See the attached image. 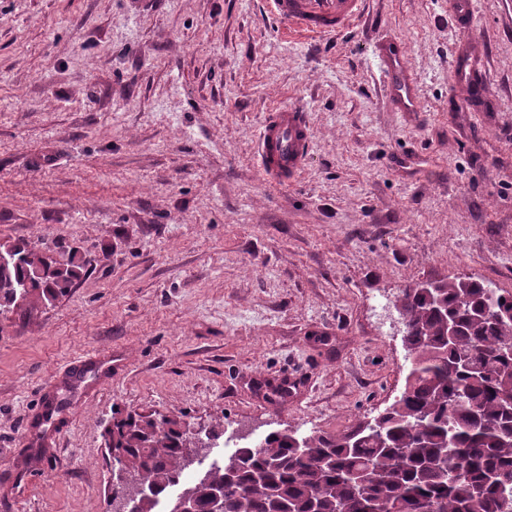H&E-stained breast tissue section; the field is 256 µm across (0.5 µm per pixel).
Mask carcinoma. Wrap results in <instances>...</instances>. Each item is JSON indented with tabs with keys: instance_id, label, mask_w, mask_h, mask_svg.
Instances as JSON below:
<instances>
[{
	"instance_id": "1",
	"label": "carcinoma",
	"mask_w": 512,
	"mask_h": 512,
	"mask_svg": "<svg viewBox=\"0 0 512 512\" xmlns=\"http://www.w3.org/2000/svg\"><path fill=\"white\" fill-rule=\"evenodd\" d=\"M0 267V312L19 299L50 304L84 274L22 242ZM512 293L472 278L402 291L409 367L394 401L338 434L279 431L190 481L192 437L175 418L128 412L104 432L110 459L146 494L135 512H161L164 492H196V512H512Z\"/></svg>"
}]
</instances>
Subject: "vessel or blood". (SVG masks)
<instances>
[{
    "mask_svg": "<svg viewBox=\"0 0 512 512\" xmlns=\"http://www.w3.org/2000/svg\"><path fill=\"white\" fill-rule=\"evenodd\" d=\"M268 13L288 32L334 37L352 29L365 15L368 0H265ZM380 78L388 106L418 113L416 80L403 43L385 38L376 46ZM314 130L305 112L294 105L270 111L256 137L264 179L289 185L296 181L310 155Z\"/></svg>",
    "mask_w": 512,
    "mask_h": 512,
    "instance_id": "vessel-or-blood-1",
    "label": "vessel or blood"
}]
</instances>
